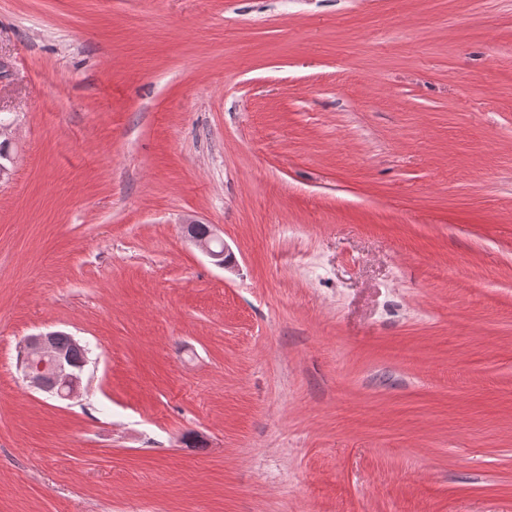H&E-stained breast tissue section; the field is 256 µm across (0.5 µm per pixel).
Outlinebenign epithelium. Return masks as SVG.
<instances>
[{
	"instance_id": "1",
	"label": "benign epithelium",
	"mask_w": 512,
	"mask_h": 512,
	"mask_svg": "<svg viewBox=\"0 0 512 512\" xmlns=\"http://www.w3.org/2000/svg\"><path fill=\"white\" fill-rule=\"evenodd\" d=\"M191 241L213 262L224 268L232 265L227 245L212 230L205 234L195 231L194 222L186 228ZM57 331H47L27 337L21 349L24 377L30 386L62 400L77 397L82 382V372L70 357L56 345Z\"/></svg>"
}]
</instances>
